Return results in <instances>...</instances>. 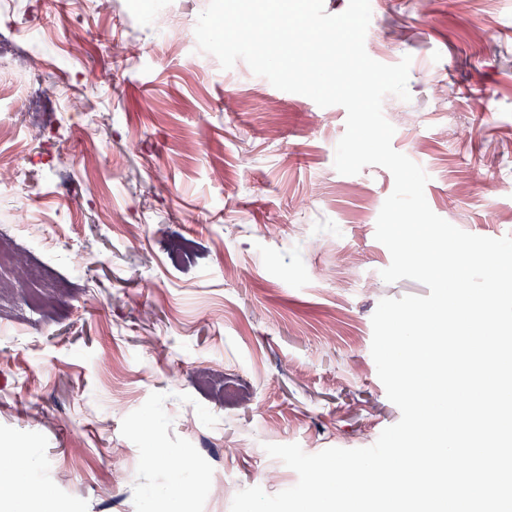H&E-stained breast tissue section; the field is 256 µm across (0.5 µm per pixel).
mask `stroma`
<instances>
[{"instance_id": "stroma-1", "label": "stroma", "mask_w": 512, "mask_h": 512, "mask_svg": "<svg viewBox=\"0 0 512 512\" xmlns=\"http://www.w3.org/2000/svg\"><path fill=\"white\" fill-rule=\"evenodd\" d=\"M156 2L0 12V70L30 56L42 68L35 98L0 96V224H38L16 241L59 282L39 309L0 288V446L26 449L21 474L42 492L0 512H161L174 479L145 465L150 441L207 475L183 512H230L224 483L296 484L265 444L362 448L400 418L371 319L381 299L429 290L380 276L392 174L336 171L342 106L283 94L242 60L199 67L209 0H173L166 42L137 19ZM26 26L45 41L19 42ZM118 41L141 55L114 58ZM365 48L412 58L410 101L386 96L383 114H402L392 146L429 175L431 210L512 234V0H378ZM106 212L115 221L99 223Z\"/></svg>"}]
</instances>
